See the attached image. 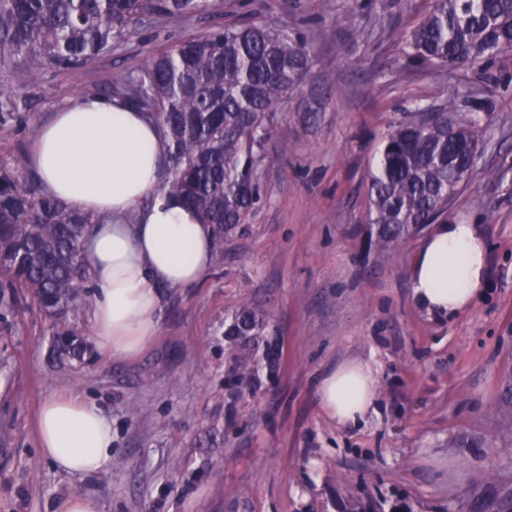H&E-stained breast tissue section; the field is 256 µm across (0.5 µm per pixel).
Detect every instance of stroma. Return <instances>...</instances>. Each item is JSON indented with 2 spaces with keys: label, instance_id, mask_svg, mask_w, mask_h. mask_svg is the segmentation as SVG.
I'll return each instance as SVG.
<instances>
[{
  "label": "stroma",
  "instance_id": "1",
  "mask_svg": "<svg viewBox=\"0 0 512 512\" xmlns=\"http://www.w3.org/2000/svg\"><path fill=\"white\" fill-rule=\"evenodd\" d=\"M431 0H219L209 14L142 28L111 54L19 87L23 120L0 126V161L31 155L39 128L76 96H107L167 45L262 18L301 35L316 122L282 103L261 176L277 186L198 284L165 291L160 333L137 357L92 345L49 355L29 300L0 302V512H56L71 494L102 512H512V53L487 69L428 68L407 40ZM427 107H475L484 129L449 218L481 225L485 287L468 312L434 317L411 297L429 226L381 248L368 220L374 161L393 123ZM261 336L227 337L243 309ZM374 362L375 411L342 427L323 375ZM67 392L112 420V458L91 476L38 448L41 403Z\"/></svg>",
  "mask_w": 512,
  "mask_h": 512
}]
</instances>
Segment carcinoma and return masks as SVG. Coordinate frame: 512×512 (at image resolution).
Masks as SVG:
<instances>
[{"label":"carcinoma","instance_id":"1","mask_svg":"<svg viewBox=\"0 0 512 512\" xmlns=\"http://www.w3.org/2000/svg\"><path fill=\"white\" fill-rule=\"evenodd\" d=\"M214 9L213 0H0V69L79 68L159 20L184 21ZM409 55L434 68L487 67L512 52V0H433L413 31ZM310 50L298 36L265 21L217 28L169 46L144 73L113 88L144 112L167 143V187L213 227V250L246 223L253 205L276 194L260 180L268 124L282 101L303 90ZM17 90L0 83V125L18 120ZM322 90L311 87L304 112L318 118ZM483 127L468 113L417 109L382 144L369 186V218L378 245L396 246L448 212L472 169ZM22 154L0 164V290L28 295L48 323L50 354L81 361L89 352L79 315L96 288L81 258L97 218L46 194L24 175ZM248 314L228 336H249Z\"/></svg>","mask_w":512,"mask_h":512}]
</instances>
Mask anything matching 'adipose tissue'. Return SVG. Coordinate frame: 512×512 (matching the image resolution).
Masks as SVG:
<instances>
[{
    "label": "adipose tissue",
    "mask_w": 512,
    "mask_h": 512,
    "mask_svg": "<svg viewBox=\"0 0 512 512\" xmlns=\"http://www.w3.org/2000/svg\"><path fill=\"white\" fill-rule=\"evenodd\" d=\"M167 144L145 113L94 98L42 126L31 169L45 192L93 215L82 242L98 291L93 335L113 357L131 359L159 332L162 292L199 283L213 266L212 228L179 195L163 191ZM488 244L477 224L436 225L412 266V294L429 313L467 311L487 275ZM375 369L350 362L322 378L320 402L339 425L365 420ZM42 455L66 473L92 475L112 457V422L96 404L58 393L40 408Z\"/></svg>",
    "instance_id": "ef3b65f1"
}]
</instances>
